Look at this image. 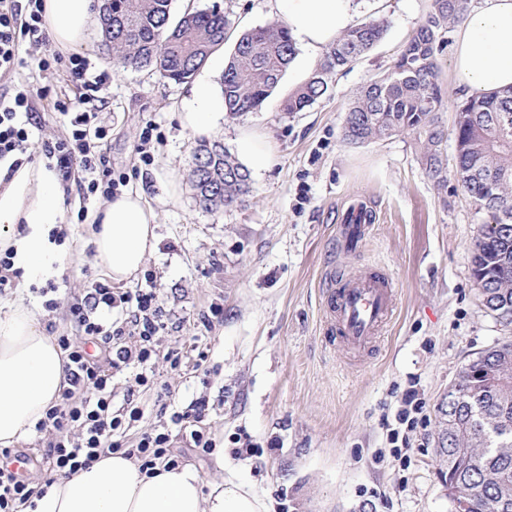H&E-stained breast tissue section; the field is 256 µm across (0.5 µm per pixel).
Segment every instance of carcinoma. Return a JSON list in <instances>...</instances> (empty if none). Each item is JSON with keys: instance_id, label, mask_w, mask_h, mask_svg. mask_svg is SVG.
<instances>
[{"instance_id": "cac0c4a2", "label": "carcinoma", "mask_w": 512, "mask_h": 512, "mask_svg": "<svg viewBox=\"0 0 512 512\" xmlns=\"http://www.w3.org/2000/svg\"><path fill=\"white\" fill-rule=\"evenodd\" d=\"M172 0H101L100 21L118 68H150L164 79L191 78L222 46L230 28L218 6L187 10L178 19ZM469 0H434L421 24L385 74L359 88L345 118V136L366 143L413 131L421 139V161L437 185L448 181L443 152L448 137L438 112L444 106L436 54L451 23L463 19ZM383 21L369 20L344 32L323 63L283 103L300 112L327 91L324 74L349 66L383 38ZM296 55L282 22L242 33L224 62L218 84L226 117L258 109L278 86ZM456 176L494 223L482 225L472 255V274L484 283L485 307L512 318V88L473 96L456 107ZM192 187L200 205L217 212L243 202L250 174L219 142L195 148ZM480 372L458 373L462 396L444 406L450 416L444 486L473 490L461 512H512V347L494 346L480 357Z\"/></svg>"}]
</instances>
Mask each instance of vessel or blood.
I'll return each mask as SVG.
<instances>
[{"label":"vessel or blood","instance_id":"vessel-or-blood-1","mask_svg":"<svg viewBox=\"0 0 512 512\" xmlns=\"http://www.w3.org/2000/svg\"><path fill=\"white\" fill-rule=\"evenodd\" d=\"M394 302L389 274L376 271L334 281L327 290L325 334L330 343L363 353L376 340Z\"/></svg>","mask_w":512,"mask_h":512}]
</instances>
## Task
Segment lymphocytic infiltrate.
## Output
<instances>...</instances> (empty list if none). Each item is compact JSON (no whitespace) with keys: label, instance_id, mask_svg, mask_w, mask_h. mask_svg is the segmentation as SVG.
Here are the masks:
<instances>
[{"label":"lymphocytic infiltrate","instance_id":"obj_1","mask_svg":"<svg viewBox=\"0 0 512 512\" xmlns=\"http://www.w3.org/2000/svg\"><path fill=\"white\" fill-rule=\"evenodd\" d=\"M43 13L44 0H0V75L22 70L65 74L75 92L57 95L51 109L67 131L44 140L42 153L62 181H75L83 200L112 198L126 186L127 175L115 171L101 149L111 131L100 118L111 73L87 56L48 51ZM48 93V88L36 91L24 83L0 91V162H9L11 169L28 159V141L41 125L35 100ZM68 309L82 338L58 336L66 358L62 391L35 425L45 438L42 461L54 475L72 476L114 452L134 460L143 471L159 464L177 468L182 459L172 447L176 434L198 452L214 450L204 425L209 411L204 398L190 410L172 413L161 429L133 438L128 435L144 415L135 391L154 383L147 370L163 328L156 288L120 292L97 282L73 297ZM92 345L97 348L93 354L88 351ZM130 369L135 372L134 388L127 391L122 405H114L112 378ZM10 455V450L0 451V512H18L36 493L28 480L11 469Z\"/></svg>","mask_w":512,"mask_h":512}]
</instances>
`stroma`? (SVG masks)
Listing matches in <instances>:
<instances>
[{
	"mask_svg": "<svg viewBox=\"0 0 512 512\" xmlns=\"http://www.w3.org/2000/svg\"><path fill=\"white\" fill-rule=\"evenodd\" d=\"M219 6L231 23L214 52L228 58L243 32L275 20L272 0H173L171 12ZM433 0H359L360 20H382L383 40L340 71L326 73V93L301 112L282 103L311 74L291 62L260 111L221 120L208 141L233 148L240 128L262 126L280 154L252 176L243 205L202 208L190 182L203 138L178 118L194 83L160 79L147 69H116L103 115L112 131L102 145L114 169L129 176L156 212L159 243L132 288L153 282L165 324L152 369L169 387L170 411L206 397L207 430L223 456L175 447L203 481L243 480L272 512H453L438 472L437 408L462 366L512 339V324L483 304L472 273V248L486 212L477 211L456 177L434 184L420 160L418 136L354 144L344 119L355 92L382 74ZM160 137L151 163L136 147L146 122ZM174 179L176 194L163 186ZM374 219L356 251L339 228L349 206ZM386 270L394 283L392 315L360 357L326 346L321 293L330 273ZM220 306L221 316L210 313ZM204 350L202 368L169 367V350ZM425 401L407 446L390 433L409 386ZM253 453H233L240 437Z\"/></svg>",
	"mask_w": 512,
	"mask_h": 512,
	"instance_id": "obj_1",
	"label": "stroma"
}]
</instances>
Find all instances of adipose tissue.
<instances>
[{
    "instance_id": "ef3b65f1",
    "label": "adipose tissue",
    "mask_w": 512,
    "mask_h": 512,
    "mask_svg": "<svg viewBox=\"0 0 512 512\" xmlns=\"http://www.w3.org/2000/svg\"><path fill=\"white\" fill-rule=\"evenodd\" d=\"M52 45L71 51L97 21L94 0H44ZM304 63L316 64L336 37L357 23L356 0H273ZM451 72L473 96L512 86V0H472L453 44ZM224 116V99L200 82L179 114L184 130L203 135ZM239 163L254 174L279 160L269 133L245 128L235 139ZM66 194L46 162L16 172L0 166V251L11 250L23 272L13 297L0 299V446L29 441L36 422L54 405L64 380V353L43 328L26 288L59 275L70 257L92 245V263L114 283L129 281L157 246L155 212L136 190H125L101 210L99 224H63ZM64 227V244L51 238ZM34 512H270L268 502L230 478L203 483L189 465L143 472L116 452L86 470L59 478L35 500Z\"/></svg>"
}]
</instances>
